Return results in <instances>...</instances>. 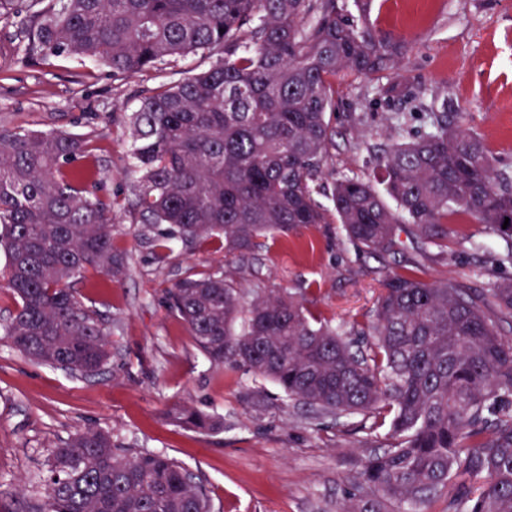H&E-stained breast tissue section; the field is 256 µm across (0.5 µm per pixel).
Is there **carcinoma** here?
<instances>
[{
    "instance_id": "obj_1",
    "label": "carcinoma",
    "mask_w": 512,
    "mask_h": 512,
    "mask_svg": "<svg viewBox=\"0 0 512 512\" xmlns=\"http://www.w3.org/2000/svg\"><path fill=\"white\" fill-rule=\"evenodd\" d=\"M29 0H0V21ZM22 31L27 55L93 60L128 80L189 54L205 71L141 90L122 117L131 198L106 190L90 134L0 126V279L18 298L3 326L23 355L82 376L110 359L104 323L66 287L89 270L126 273L112 212L130 204L155 256L174 239L218 238L242 256L271 236L336 222L357 246L396 255L399 233L448 254L465 221L501 241L512 264V174L460 116L427 113L420 134L372 146L374 178L342 176L332 208L314 199L335 135L332 80L397 68L402 47L360 22V0H60ZM509 225H504V222ZM170 309L198 349L241 365L320 416H357L383 450L350 483L339 512H512V337L485 312L512 318V281L488 293L390 270L373 319L342 334L291 292L243 293L222 276L184 277ZM172 417L201 431L221 423L193 409ZM41 512H209L205 489L177 462L117 448L85 429L55 450Z\"/></svg>"
}]
</instances>
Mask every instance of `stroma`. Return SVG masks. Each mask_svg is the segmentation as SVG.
Here are the masks:
<instances>
[{
    "mask_svg": "<svg viewBox=\"0 0 512 512\" xmlns=\"http://www.w3.org/2000/svg\"><path fill=\"white\" fill-rule=\"evenodd\" d=\"M33 13L0 22V125L63 129L97 135L99 168L108 187L124 183L128 143L113 114L138 90L208 69L204 54L180 68L126 81L109 69L50 54L26 57L18 34ZM364 23L404 53L394 74L378 83L340 74L333 80L336 136L325 168L332 176L364 175L370 145L392 133L388 118L403 113L401 137L424 125L419 102L462 113L502 168L512 171V0H363ZM399 85L400 93H377ZM481 245L459 246L454 260L420 255L406 245L420 277L452 288L483 290L511 281L512 265H496L497 242L482 225L461 229ZM115 248L129 257L122 278L88 273L70 289L88 312L103 317L112 356L81 377L31 361L0 335V512H39L53 450L86 428L108 431L114 444L161 452L189 470L209 496L212 512H336L348 479L375 452L379 438L357 419L315 420L271 382L247 368L210 362L166 301L177 280L231 274L238 288L304 294L313 315L340 327L371 319L385 269L359 250L340 225L268 239L265 249L225 263L217 239L175 242L157 261L144 226L126 210L112 226ZM220 419L222 430L200 432L175 423L180 407Z\"/></svg>",
    "mask_w": 512,
    "mask_h": 512,
    "instance_id": "stroma-1",
    "label": "stroma"
}]
</instances>
